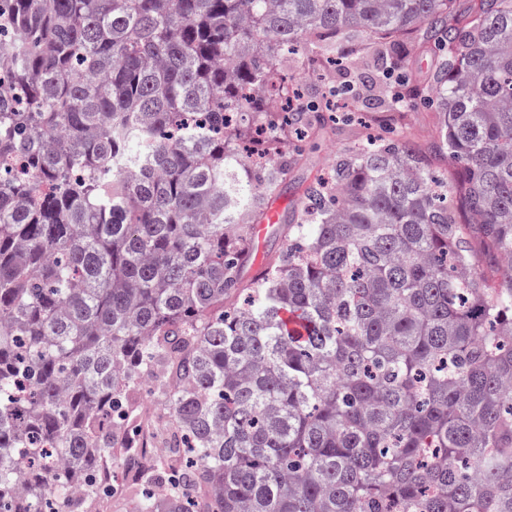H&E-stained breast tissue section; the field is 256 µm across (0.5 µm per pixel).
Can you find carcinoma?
Returning a JSON list of instances; mask_svg holds the SVG:
<instances>
[{"instance_id": "1", "label": "carcinoma", "mask_w": 512, "mask_h": 512, "mask_svg": "<svg viewBox=\"0 0 512 512\" xmlns=\"http://www.w3.org/2000/svg\"><path fill=\"white\" fill-rule=\"evenodd\" d=\"M452 4L0 0V512H512V265L476 259L512 260V0ZM370 36L453 179L370 138L244 283L290 141L354 92L293 109L285 60ZM434 57L426 51L417 53L409 61L415 83L421 87L429 84L431 72L434 67ZM139 406L142 416V426L149 441L145 448L147 456L160 452L167 444L168 413L167 406L161 397L153 392L150 385H144L139 394Z\"/></svg>"}]
</instances>
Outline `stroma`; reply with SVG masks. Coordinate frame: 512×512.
I'll return each mask as SVG.
<instances>
[{"instance_id": "stroma-1", "label": "stroma", "mask_w": 512, "mask_h": 512, "mask_svg": "<svg viewBox=\"0 0 512 512\" xmlns=\"http://www.w3.org/2000/svg\"><path fill=\"white\" fill-rule=\"evenodd\" d=\"M357 56L360 60L357 69L336 68L327 73L330 84L357 85L359 95L353 107L357 120L349 126L320 130L304 143L302 158L291 169L288 182L275 201L280 216L291 214L293 202L314 176L329 169L349 146L367 135L380 132L382 126L389 122L404 130L412 144L428 157L432 168L441 175L449 177L455 171L454 160L439 153L437 149L436 113L420 106L409 112L389 115L385 110V92L380 82L379 65L372 55L369 43H360ZM139 406L143 431L150 447H164L168 428V413L164 401L153 392L151 386L146 385L140 390Z\"/></svg>"}]
</instances>
